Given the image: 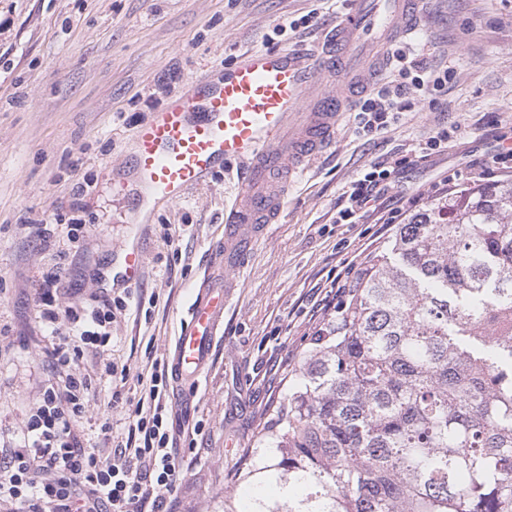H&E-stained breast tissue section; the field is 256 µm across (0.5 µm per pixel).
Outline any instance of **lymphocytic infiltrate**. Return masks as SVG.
I'll return each instance as SVG.
<instances>
[{"instance_id": "1", "label": "lymphocytic infiltrate", "mask_w": 512, "mask_h": 512, "mask_svg": "<svg viewBox=\"0 0 512 512\" xmlns=\"http://www.w3.org/2000/svg\"><path fill=\"white\" fill-rule=\"evenodd\" d=\"M392 58L398 79L361 101L359 133L388 132L418 96L448 82L444 71L421 77L419 62L401 49H393ZM405 164L401 158L391 166L377 163L364 168L344 193L337 223L354 224L376 210ZM59 281V274L46 276L39 301L49 335L60 339L48 356L62 383L40 393L25 421L22 444L0 452V506L5 512H144L148 504L151 512H174L167 499L177 490L184 455L169 427V366L152 363L128 413L126 441L112 460L83 447L76 428L90 408L92 378L79 360L84 348L109 343L112 320L125 310L126 302L105 301L102 309L82 317L75 307L53 306Z\"/></svg>"}]
</instances>
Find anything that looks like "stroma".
Masks as SVG:
<instances>
[{"label": "stroma", "instance_id": "stroma-1", "mask_svg": "<svg viewBox=\"0 0 512 512\" xmlns=\"http://www.w3.org/2000/svg\"><path fill=\"white\" fill-rule=\"evenodd\" d=\"M422 9L424 31L400 47L426 71L450 70L434 101H417L395 129L373 137L358 135L347 115L238 266L225 268L219 242L242 163L158 206L141 240L144 274L131 288L113 275L112 252L131 223V197L115 179L137 126L244 53L314 49L348 0H0V448L22 440L29 409L57 380L37 305L44 274L60 272L62 305L89 309L104 296L127 303L103 357L128 377H93L91 412L77 429L105 459L128 426L107 408L111 394L135 406L137 375L170 360L193 290L229 280L206 366L169 399L185 459L176 512H224L245 451L340 302L332 280L351 281V257L369 262L397 230L371 212L337 223L349 182L371 164L413 155L444 127L441 152L401 172L383 198L387 209L404 194L427 206L439 181L460 188L499 137L512 138V0H423Z\"/></svg>", "mask_w": 512, "mask_h": 512}]
</instances>
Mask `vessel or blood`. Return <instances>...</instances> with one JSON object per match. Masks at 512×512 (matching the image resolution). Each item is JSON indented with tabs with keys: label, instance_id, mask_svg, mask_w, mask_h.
<instances>
[{
	"label": "vessel or blood",
	"instance_id": "obj_1",
	"mask_svg": "<svg viewBox=\"0 0 512 512\" xmlns=\"http://www.w3.org/2000/svg\"><path fill=\"white\" fill-rule=\"evenodd\" d=\"M418 0H350L321 53L256 50L223 77L193 81L135 132L131 180L134 235L114 252L125 284H137L145 254L136 237L156 204L180 201L218 167L245 163L224 215V257L234 260L262 225L276 221L285 188L302 167L331 147L362 86L379 79L386 50L420 29ZM223 286L203 285L177 337L171 368L178 383L201 373L224 314Z\"/></svg>",
	"mask_w": 512,
	"mask_h": 512
}]
</instances>
